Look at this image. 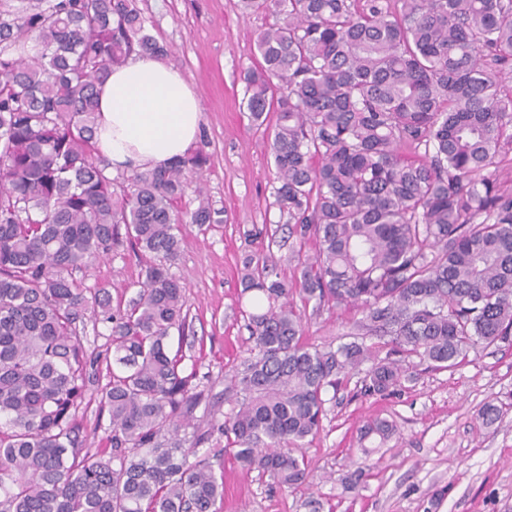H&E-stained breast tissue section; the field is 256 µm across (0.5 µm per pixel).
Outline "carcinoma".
<instances>
[{
  "label": "carcinoma",
  "mask_w": 512,
  "mask_h": 512,
  "mask_svg": "<svg viewBox=\"0 0 512 512\" xmlns=\"http://www.w3.org/2000/svg\"><path fill=\"white\" fill-rule=\"evenodd\" d=\"M240 2L275 16L244 103L254 122L277 114L276 200L297 265L288 280L272 257H244L254 347L225 387L235 410L201 427L169 265L183 225L222 223L199 187L197 208L175 212L209 157L119 185L94 142L98 85L167 49L137 0H0V512H212L224 482L200 447L216 435L242 467L300 485L293 450L363 363L362 389L383 395L415 358L452 369L512 346V178L496 174L512 169V0ZM119 246L161 259L124 308L79 278ZM296 296L315 313L361 308V337L307 342ZM89 309L111 324L103 358L77 332ZM101 360L111 451L92 458L80 412ZM394 431L373 421L360 439Z\"/></svg>",
  "instance_id": "cac0c4a2"
}]
</instances>
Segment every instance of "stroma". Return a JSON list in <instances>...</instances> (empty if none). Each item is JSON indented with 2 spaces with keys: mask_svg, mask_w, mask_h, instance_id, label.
Returning a JSON list of instances; mask_svg holds the SVG:
<instances>
[{
  "mask_svg": "<svg viewBox=\"0 0 512 512\" xmlns=\"http://www.w3.org/2000/svg\"><path fill=\"white\" fill-rule=\"evenodd\" d=\"M149 32L166 45L163 60L182 72L202 103L196 147L210 161L193 181L220 210L208 230L187 225L181 255L169 268L188 307L185 366L195 367L210 397L197 409L199 423L224 417L225 374L249 357L253 342L244 315L253 294L238 275L246 255L273 251L284 276H292L290 246L269 248L253 228L275 230L287 222L276 203L275 167L267 130L251 124L243 75L258 67L256 35L274 17L243 14L239 0H137ZM138 259L115 249L82 274L85 287H106L113 303L135 297ZM362 318L360 310L329 305L308 316V336L338 341ZM412 382L386 396L364 394L355 383L327 391L320 430L301 452L309 477L286 487L256 470L246 471L213 441V468L224 478L216 512H512V348L470 353L452 370L415 367ZM503 415L483 426L486 404ZM383 418L396 432L383 445L361 441L360 429Z\"/></svg>",
  "mask_w": 512,
  "mask_h": 512,
  "instance_id": "obj_1",
  "label": "stroma"
}]
</instances>
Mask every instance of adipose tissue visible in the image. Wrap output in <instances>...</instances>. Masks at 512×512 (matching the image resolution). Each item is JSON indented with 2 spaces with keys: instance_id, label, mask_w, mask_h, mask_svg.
Masks as SVG:
<instances>
[{
  "instance_id": "obj_1",
  "label": "adipose tissue",
  "mask_w": 512,
  "mask_h": 512,
  "mask_svg": "<svg viewBox=\"0 0 512 512\" xmlns=\"http://www.w3.org/2000/svg\"><path fill=\"white\" fill-rule=\"evenodd\" d=\"M201 119V101L183 74L137 55L99 87L95 145L113 168H159L187 154Z\"/></svg>"
}]
</instances>
